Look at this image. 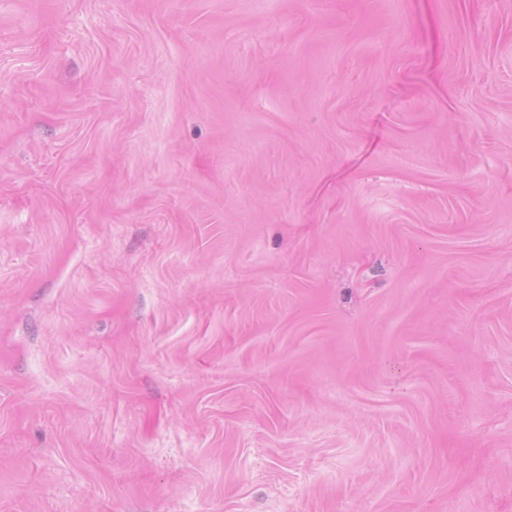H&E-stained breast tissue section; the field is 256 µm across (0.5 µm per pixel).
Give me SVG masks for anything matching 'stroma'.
Segmentation results:
<instances>
[{
  "mask_svg": "<svg viewBox=\"0 0 512 512\" xmlns=\"http://www.w3.org/2000/svg\"><path fill=\"white\" fill-rule=\"evenodd\" d=\"M0 512H512V0H0Z\"/></svg>",
  "mask_w": 512,
  "mask_h": 512,
  "instance_id": "1",
  "label": "stroma"
}]
</instances>
